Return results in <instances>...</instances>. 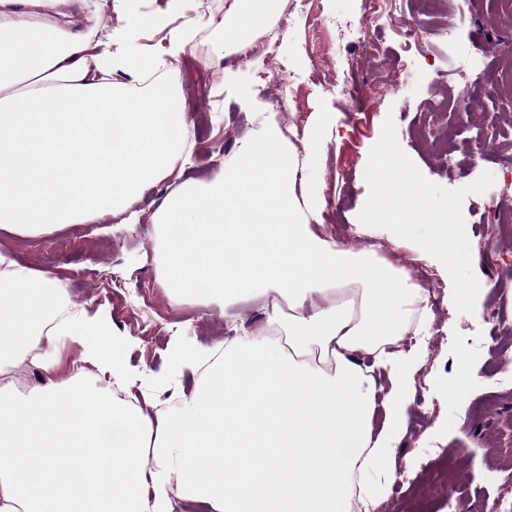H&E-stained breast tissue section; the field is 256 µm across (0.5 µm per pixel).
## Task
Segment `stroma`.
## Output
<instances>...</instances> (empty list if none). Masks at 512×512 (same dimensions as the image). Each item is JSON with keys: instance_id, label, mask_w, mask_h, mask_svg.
<instances>
[{"instance_id": "35a3bbf8", "label": "stroma", "mask_w": 512, "mask_h": 512, "mask_svg": "<svg viewBox=\"0 0 512 512\" xmlns=\"http://www.w3.org/2000/svg\"><path fill=\"white\" fill-rule=\"evenodd\" d=\"M400 4L401 12L378 27L382 57L350 68L356 85L373 79L388 83V91L378 99L330 96L321 88L323 81L335 79L337 70L348 68L354 48L340 23L360 19L362 0H315L321 18L314 29L309 28L306 14L293 8L288 38L277 41L275 53L257 48L229 64L208 57L210 89L182 87L186 110L205 114L207 124L194 131L197 148L192 165L148 188L134 206V223L118 224L107 216L39 234H23L0 224V248L18 263L58 279L73 303L107 316L118 333L133 338L128 362L138 379L126 390L129 398L152 414L163 405L177 407L198 377L188 371L167 379L171 342L180 338L209 349L241 330L264 327L269 314L263 301L247 298L226 305L180 301L162 283L155 214L180 185L219 179L235 140L247 134L255 121L254 113L243 111L235 96L223 90L226 72L235 73L239 85L275 107L285 126L300 128L312 113H331L336 127L317 169L329 221L316 225V232L342 247L399 257L417 270L431 291L428 333L415 339L422 359L403 402L405 426L388 443L393 477L369 473L373 502L386 512H489L498 499L512 500V472L499 455L512 447V381H503L500 373L502 366L512 365V232L485 246L483 219L501 206L500 186L512 174L494 151L471 165L470 138L478 127L493 121L495 139L503 144L511 141L512 99L496 89L483 94L479 110L459 101L438 118L430 113L448 89L466 90L482 73L494 71L498 57L512 47V32L484 24L485 16L496 12L497 0H435V26L454 25L457 47L475 45L480 52L464 58L457 48L437 41L423 57L400 34L404 14L418 10L420 0H400ZM226 9L227 0H85L83 5L84 15L103 19L107 28L121 33L113 51L143 54L158 42L184 40L183 52L165 57L161 66L162 71L175 70L183 78L190 72L198 45L211 47L220 39ZM278 67L286 71L287 94L296 98V109H289L286 101H275L256 81L257 75ZM389 117L399 145L428 180L459 189L483 172L494 176L486 192L467 195L462 204L472 268L484 284L474 313L457 312L451 278L441 272L438 259H417L409 247L393 249L385 229L374 228L366 235L356 232L369 195L364 177L369 152ZM445 128L455 133L448 142L454 151L449 161L439 158L430 137ZM116 273L123 279L122 288L100 298V290ZM463 362L472 363L474 370L465 389L455 392L450 384ZM450 458L460 468L459 490L452 499L440 485L443 463Z\"/></svg>"}]
</instances>
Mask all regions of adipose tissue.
I'll list each match as a JSON object with an SVG mask.
<instances>
[{"mask_svg":"<svg viewBox=\"0 0 512 512\" xmlns=\"http://www.w3.org/2000/svg\"><path fill=\"white\" fill-rule=\"evenodd\" d=\"M70 2L0 0V224L26 233L129 211L192 149L177 72L131 94L178 45L113 56ZM284 2L229 0L216 56L274 35ZM330 136L327 113L292 139L261 112L220 179L182 185L156 214L175 297L263 298L279 338L243 334L208 351L172 342V371L203 373L178 412L150 417L78 377L12 397L13 368L59 374L44 346L58 335L128 386L132 341L0 251V455L35 463L25 476L0 467V512H169L174 473L212 512H351L352 497H368L363 475L390 469L402 423L413 359L399 342L430 320V290L315 232L328 201L309 174Z\"/></svg>","mask_w":512,"mask_h":512,"instance_id":"adipose-tissue-1","label":"adipose tissue"}]
</instances>
